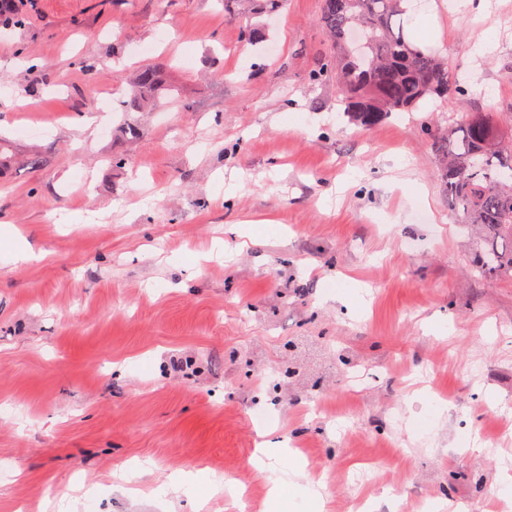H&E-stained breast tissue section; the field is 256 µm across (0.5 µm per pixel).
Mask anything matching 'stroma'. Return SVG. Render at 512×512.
Returning a JSON list of instances; mask_svg holds the SVG:
<instances>
[{
  "mask_svg": "<svg viewBox=\"0 0 512 512\" xmlns=\"http://www.w3.org/2000/svg\"><path fill=\"white\" fill-rule=\"evenodd\" d=\"M490 3L427 4L431 48L467 95L362 129L332 82L308 79L326 52L320 0L254 15L255 45L223 0H19L24 24L0 28L14 157L0 217L44 258L6 262L14 242L0 237V512L66 496L77 512L234 507L202 482L132 497L119 468L146 491L218 472L264 506V412L273 439L299 442L326 512L354 496L371 512L438 499L493 512L512 467V278L473 270L425 133L488 108L512 118V0ZM489 35L495 49L478 52ZM148 65L177 95L128 117ZM100 106L95 133L73 129ZM91 213L103 223H78ZM216 240L224 253L208 257ZM350 284L365 299H337ZM296 338L300 381L279 373ZM416 386L439 415L412 401Z\"/></svg>",
  "mask_w": 512,
  "mask_h": 512,
  "instance_id": "35a3bbf8",
  "label": "stroma"
}]
</instances>
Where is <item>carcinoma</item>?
I'll list each match as a JSON object with an SVG mask.
<instances>
[{
    "label": "carcinoma",
    "mask_w": 512,
    "mask_h": 512,
    "mask_svg": "<svg viewBox=\"0 0 512 512\" xmlns=\"http://www.w3.org/2000/svg\"><path fill=\"white\" fill-rule=\"evenodd\" d=\"M247 13L279 12L287 0H246ZM405 0H321L319 23L330 42L310 81H336L337 102L348 122L376 126L426 100H452L466 88L448 60L416 44L407 26ZM167 90L161 70L141 69L125 112H144ZM441 181L459 223L480 240L476 269L489 277L512 276V144L488 109L431 134Z\"/></svg>",
    "instance_id": "cac0c4a2"
}]
</instances>
